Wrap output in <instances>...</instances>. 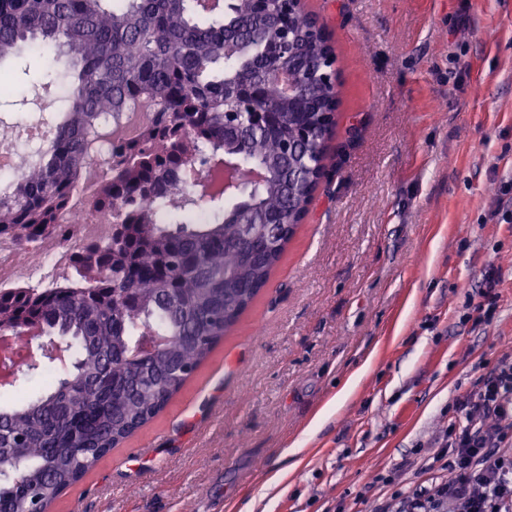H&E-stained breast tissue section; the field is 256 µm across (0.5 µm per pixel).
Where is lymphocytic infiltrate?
Wrapping results in <instances>:
<instances>
[{
	"label": "lymphocytic infiltrate",
	"instance_id": "lymphocytic-infiltrate-1",
	"mask_svg": "<svg viewBox=\"0 0 512 512\" xmlns=\"http://www.w3.org/2000/svg\"><path fill=\"white\" fill-rule=\"evenodd\" d=\"M448 426V476L377 512H512V358L499 360L463 398Z\"/></svg>",
	"mask_w": 512,
	"mask_h": 512
}]
</instances>
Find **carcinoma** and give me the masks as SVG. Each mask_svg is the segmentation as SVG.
I'll use <instances>...</instances> for the list:
<instances>
[{
  "label": "carcinoma",
  "mask_w": 512,
  "mask_h": 512,
  "mask_svg": "<svg viewBox=\"0 0 512 512\" xmlns=\"http://www.w3.org/2000/svg\"><path fill=\"white\" fill-rule=\"evenodd\" d=\"M0 0V65L40 43L69 78L68 105L25 180L0 196V235L21 251L48 234L83 183L95 153L125 113L148 108L139 138L121 142L99 177L96 210L112 216L108 238L89 243L74 276L51 288L0 289V329L42 318L75 346L69 378L88 400L61 404L66 379L27 404L0 408V512H47L110 449L155 418L269 281L326 171L327 155L300 133L325 139L338 99L325 82L333 54L311 15L284 0ZM300 76L290 96L270 68ZM255 89L261 129L233 112ZM264 178L230 193L171 180L186 163L224 155ZM208 198L203 224H165L162 212ZM151 198L157 214L141 208ZM166 336L145 360L127 359L141 337Z\"/></svg>",
  "instance_id": "cac0c4a2"
}]
</instances>
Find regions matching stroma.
Returning a JSON list of instances; mask_svg holds the SVG:
<instances>
[{
    "mask_svg": "<svg viewBox=\"0 0 512 512\" xmlns=\"http://www.w3.org/2000/svg\"><path fill=\"white\" fill-rule=\"evenodd\" d=\"M305 9L339 71L308 216L180 392L52 512H374L429 478L457 400L512 356V0ZM10 66L0 85L52 122L47 58ZM63 374L20 376L0 407ZM497 284L498 275L497 272L492 269L486 277L483 291H481V296L484 298V301H487V303H480L474 309L478 312V316L475 319L476 323H488L491 320L496 305V296L494 291Z\"/></svg>",
    "mask_w": 512,
    "mask_h": 512,
    "instance_id": "35a3bbf8",
    "label": "stroma"
}]
</instances>
